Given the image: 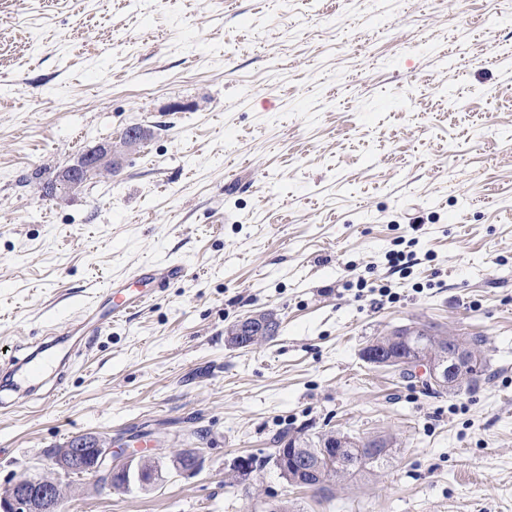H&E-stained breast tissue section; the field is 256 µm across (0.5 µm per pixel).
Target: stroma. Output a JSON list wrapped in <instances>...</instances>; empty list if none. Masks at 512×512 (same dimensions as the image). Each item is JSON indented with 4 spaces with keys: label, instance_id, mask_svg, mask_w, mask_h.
Listing matches in <instances>:
<instances>
[{
    "label": "stroma",
    "instance_id": "obj_1",
    "mask_svg": "<svg viewBox=\"0 0 512 512\" xmlns=\"http://www.w3.org/2000/svg\"><path fill=\"white\" fill-rule=\"evenodd\" d=\"M512 0H0V347L25 356L153 259L187 268L0 411V491L96 435L199 449L148 491L68 479L64 512H512ZM144 141L50 192L88 149ZM412 250L409 267L385 255ZM365 288H358V281ZM257 311L277 335L235 348ZM483 336L493 376L426 395L364 347ZM389 438L332 498L272 464L285 430Z\"/></svg>",
    "mask_w": 512,
    "mask_h": 512
}]
</instances>
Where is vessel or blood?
I'll return each instance as SVG.
<instances>
[{"label": "vessel or blood", "instance_id": "vessel-or-blood-1", "mask_svg": "<svg viewBox=\"0 0 512 512\" xmlns=\"http://www.w3.org/2000/svg\"><path fill=\"white\" fill-rule=\"evenodd\" d=\"M185 267L177 262L160 259L141 265L132 275L111 281L95 299L83 309L84 322L89 325L91 335L85 347H92L94 335L106 332L113 321L128 317L133 311L149 305L160 286L172 280L183 279ZM66 336H48L36 343L32 352L18 358L9 353L0 354V364L6 369V399L0 400V409L10 410L18 406L22 397L35 390L38 380L52 376L54 383L49 396H57L66 378L59 371L53 350L66 343Z\"/></svg>", "mask_w": 512, "mask_h": 512}]
</instances>
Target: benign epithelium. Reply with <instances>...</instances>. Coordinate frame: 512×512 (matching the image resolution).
<instances>
[{"label": "benign epithelium", "mask_w": 512, "mask_h": 512, "mask_svg": "<svg viewBox=\"0 0 512 512\" xmlns=\"http://www.w3.org/2000/svg\"><path fill=\"white\" fill-rule=\"evenodd\" d=\"M116 155L112 149L99 147L88 150L81 160L64 170L60 188L71 190L81 186L88 177L101 170H110L115 166ZM261 321V315L248 316L237 323L232 346L247 348L255 341L270 335L271 330L265 326L255 330V323ZM382 356L379 363L392 368H402L416 372L424 370L425 381L433 387L449 385L448 373H454L470 363V349L460 341L453 342L448 354L437 357L433 354L422 356L419 353L408 357L396 356L381 350L375 352L371 347L364 350V360ZM192 459L187 463L179 460L172 462V469L177 472L192 474L202 464L200 452L192 449ZM52 472H37L12 482L8 492L0 494V512H57L63 502V489L57 480L59 472L89 475V480L96 485L112 487V478L117 474L125 475L127 490H149L162 478L159 460L146 458L134 451L124 454L115 453L112 443L97 437L87 436L79 445L71 443L54 449L51 455Z\"/></svg>", "instance_id": "benign-epithelium-1"}]
</instances>
